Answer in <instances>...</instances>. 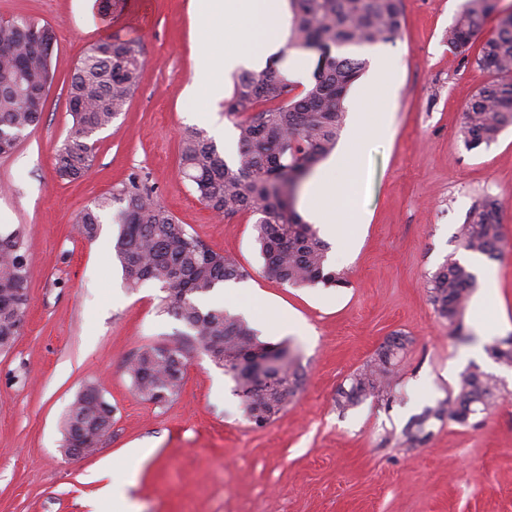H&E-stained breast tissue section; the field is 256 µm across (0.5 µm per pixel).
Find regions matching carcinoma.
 Returning <instances> with one entry per match:
<instances>
[{
  "label": "carcinoma",
  "mask_w": 512,
  "mask_h": 512,
  "mask_svg": "<svg viewBox=\"0 0 512 512\" xmlns=\"http://www.w3.org/2000/svg\"><path fill=\"white\" fill-rule=\"evenodd\" d=\"M289 3L292 18L285 49L264 69L235 76L225 102V111L235 117L236 157L226 160L204 132L192 130L181 140V173L215 213L257 216L256 241L268 275L294 287L341 286L346 282L344 274L326 268L328 244L297 213L294 202L301 183L335 149L344 121L343 101L366 67V61L346 50L394 40L401 28V0ZM496 10V0H462L448 30V45L466 53ZM36 26L25 18L0 24V48L6 49L0 53L1 155L10 153L22 134L40 122L45 104L41 89L52 80L45 60L51 57L55 36L48 37L42 48L34 46L29 32ZM291 49L317 56L312 81L297 94L288 76ZM475 63L494 80L462 112L461 133L471 149L490 146L512 126V14L499 18ZM143 73L140 51L132 42L100 41L77 62L67 90L71 136L55 155L60 178L72 181L85 175L94 158L93 137L125 111ZM111 207L118 227L113 257L128 287L154 282L166 289L173 316L233 381L246 419L257 426L270 422L303 383L289 345L262 341L246 320L222 307L204 309L198 304L219 285L247 277V270L202 243L134 174L78 216L79 235L95 239L99 212ZM26 238L23 225L0 232V352L12 348L27 310ZM457 240L467 252L498 258L503 233L495 204L487 200L475 204L458 228ZM476 282V274L456 260L431 276L430 299L448 324L460 321ZM407 343L401 335L388 337L376 358L350 377L349 387L338 389L336 406L344 410L369 395L391 390L392 367ZM268 347L280 358L272 367L276 384L257 386L246 362L254 351ZM186 368L182 347L151 345L134 355L128 374L143 399L165 405L178 394ZM497 390L493 375L473 367L456 394L425 408L408 424L405 443L420 442L432 419L465 423L471 415L488 411ZM111 428L112 405L89 384L65 418L64 446H97Z\"/></svg>",
  "instance_id": "carcinoma-1"
}]
</instances>
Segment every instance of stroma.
I'll return each mask as SVG.
<instances>
[{
  "label": "stroma",
  "mask_w": 512,
  "mask_h": 512,
  "mask_svg": "<svg viewBox=\"0 0 512 512\" xmlns=\"http://www.w3.org/2000/svg\"><path fill=\"white\" fill-rule=\"evenodd\" d=\"M461 2L401 0L399 36L355 49L388 60L394 94L372 98L362 77L344 103L384 113L389 130L368 136L338 202L345 225L327 264L346 284L295 288L263 273L254 216L216 215L180 173L183 135L211 123L188 93L191 0H116L108 15L96 0H0V19H32L56 35L41 120L0 155V229L25 225L31 260L26 322L0 352V512H93L102 490L130 473L126 494L139 512H512V365L489 352L512 336V127L472 151L460 132L462 112L492 79L474 60L512 0H497L464 55L448 45ZM106 39L134 42L145 72L127 110L97 134L87 174L68 182L54 170L72 127L67 86L79 59ZM132 173L205 245L247 270L208 305L297 354L304 384L269 424L245 419L231 380L185 342L158 284L126 287L110 213L94 240L75 232L78 215ZM485 199L499 205L504 253L476 267L458 333L435 311L426 282L447 260L465 259L457 229ZM395 333L409 344L392 394L339 410L337 389ZM181 342L178 396L164 406L143 400L129 358ZM474 365L498 381L490 410L464 425L430 421L426 442L405 444L410 421L457 392ZM89 384L111 404L112 429L95 452L74 456L63 447V421ZM146 442L152 453L133 456Z\"/></svg>",
  "instance_id": "1"
}]
</instances>
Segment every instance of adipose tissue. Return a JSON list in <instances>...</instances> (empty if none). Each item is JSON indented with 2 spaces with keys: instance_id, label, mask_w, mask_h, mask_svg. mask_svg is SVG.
I'll list each match as a JSON object with an SVG mask.
<instances>
[{
  "instance_id": "ef3b65f1",
  "label": "adipose tissue",
  "mask_w": 512,
  "mask_h": 512,
  "mask_svg": "<svg viewBox=\"0 0 512 512\" xmlns=\"http://www.w3.org/2000/svg\"><path fill=\"white\" fill-rule=\"evenodd\" d=\"M197 49L191 97L215 108L224 96V78L242 65H261L266 52L288 38V0H193ZM232 31V43L222 34ZM344 190L342 181L317 185L307 206L325 236L335 237L336 198Z\"/></svg>"
}]
</instances>
